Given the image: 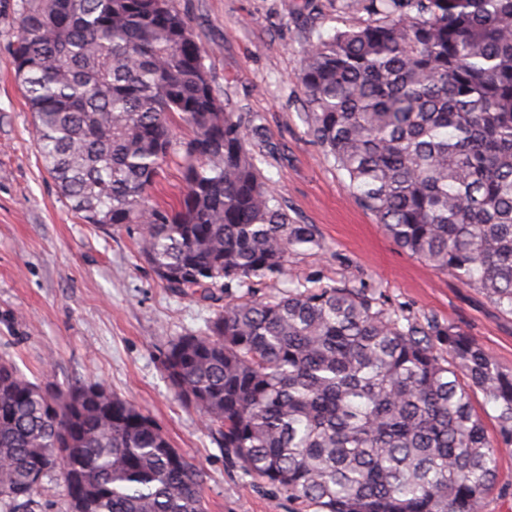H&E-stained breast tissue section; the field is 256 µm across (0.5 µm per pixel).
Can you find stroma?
I'll return each instance as SVG.
<instances>
[{"label":"stroma","mask_w":512,"mask_h":512,"mask_svg":"<svg viewBox=\"0 0 512 512\" xmlns=\"http://www.w3.org/2000/svg\"><path fill=\"white\" fill-rule=\"evenodd\" d=\"M15 0H0V356L28 379L95 381L149 414L173 447L203 469L208 512H313L255 479L176 398L160 355L203 332L223 293L180 298L138 254L137 228L82 223L43 168L32 116L14 78ZM186 15L216 85L243 116L257 115L261 169L322 249L290 257L288 274L313 287L366 289L386 307L431 317L472 337L512 368V315L476 289L399 247L349 196L346 175L307 133L300 51L367 20L362 0H172Z\"/></svg>","instance_id":"1"}]
</instances>
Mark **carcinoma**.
<instances>
[{"mask_svg":"<svg viewBox=\"0 0 512 512\" xmlns=\"http://www.w3.org/2000/svg\"><path fill=\"white\" fill-rule=\"evenodd\" d=\"M15 6V78L77 218L139 225L140 257L175 295L241 289L164 351L179 401L245 471L317 512H480L512 443V370L363 288L290 280L255 298L254 283L322 244L269 187L170 0ZM365 9L372 19L301 50L307 133L395 243L512 314V0ZM173 156L185 193L165 209L150 191ZM47 479L64 484L65 512H207L204 472L149 415L1 358L0 512H41Z\"/></svg>","mask_w":512,"mask_h":512,"instance_id":"1","label":"carcinoma"}]
</instances>
